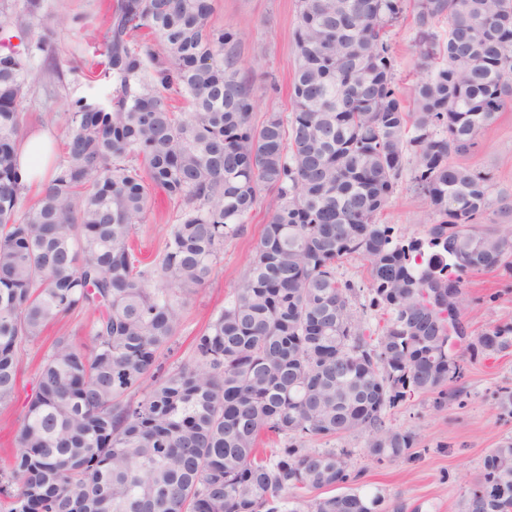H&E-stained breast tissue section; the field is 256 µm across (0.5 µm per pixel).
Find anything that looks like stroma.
Returning <instances> with one entry per match:
<instances>
[{
    "mask_svg": "<svg viewBox=\"0 0 512 512\" xmlns=\"http://www.w3.org/2000/svg\"><path fill=\"white\" fill-rule=\"evenodd\" d=\"M111 0H0V40L8 39L19 51H31L40 59L36 43L42 33L39 21L52 15L60 20L54 35L60 79L39 76L28 91L23 111V133L48 130L56 140L52 157L63 154L64 130L51 122L52 113L62 111L73 96L105 97L109 82L87 79V63L94 56V42L104 27ZM298 0H215L211 17L215 25L242 31L237 49L239 76L250 87L253 118L262 120L270 112H288L290 86L297 65L293 33L297 25ZM417 29L413 9H406L401 22L390 32L396 74L404 95H411L425 75L418 65ZM479 146L462 161L489 173L495 191L512 192V104L506 105L496 123L481 131ZM427 203L412 184L411 171H404L399 188L380 217L381 223L396 231L422 236L426 226ZM172 217V206L160 190H152L146 221L138 236L148 256L163 248ZM269 218L266 200H259L247 219L246 233L224 247V254L211 279L188 301L177 337V346L168 359L174 367L191 359L195 336L209 319L231 299L246 270L247 257L256 246ZM340 279L357 288L353 312L370 330H377L379 316L368 307L367 271L363 261L351 259L337 268ZM464 320L470 335H478L495 324H512V274L480 271L463 282ZM92 311L51 323L43 336L26 347L20 358V383L32 387L42 357L56 337L66 335L82 345H90ZM458 355L466 359L465 376L456 383V392L443 403L434 395L416 394L386 412L388 426L415 430L420 444L413 458L377 462L367 457L366 438L359 434L332 440L333 448L353 452V470L361 471L365 489L378 490L385 508L404 506L405 512H463L469 491L486 454L504 439L512 438V413L500 408L499 388H512V348L477 361L467 359L465 344Z\"/></svg>",
    "mask_w": 512,
    "mask_h": 512,
    "instance_id": "obj_1",
    "label": "stroma"
}]
</instances>
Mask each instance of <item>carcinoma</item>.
Here are the masks:
<instances>
[{
    "instance_id": "cac0c4a2",
    "label": "carcinoma",
    "mask_w": 512,
    "mask_h": 512,
    "mask_svg": "<svg viewBox=\"0 0 512 512\" xmlns=\"http://www.w3.org/2000/svg\"><path fill=\"white\" fill-rule=\"evenodd\" d=\"M426 76L406 102L388 39L405 0H300L291 111L251 121L239 78L243 34L211 23L212 0H115L92 75L103 99L66 101L63 159L36 203L16 172L31 56L0 50V407L20 355L48 324L88 308L86 350L57 338L0 469V512H383L355 487L351 451L312 438L367 435L395 461L419 444L386 426L415 393L464 376L448 336L463 276L512 271V195L451 162L512 103V0H416ZM448 19L440 39L433 21ZM45 16L36 49L59 73ZM412 155L429 219L407 236L379 215ZM173 205L163 249L132 245L150 191ZM269 221L232 299L165 355L187 301L240 237L261 192ZM367 264L380 336L350 312L337 263ZM512 346V325L467 344ZM512 512V439L483 459L466 512Z\"/></svg>"
}]
</instances>
